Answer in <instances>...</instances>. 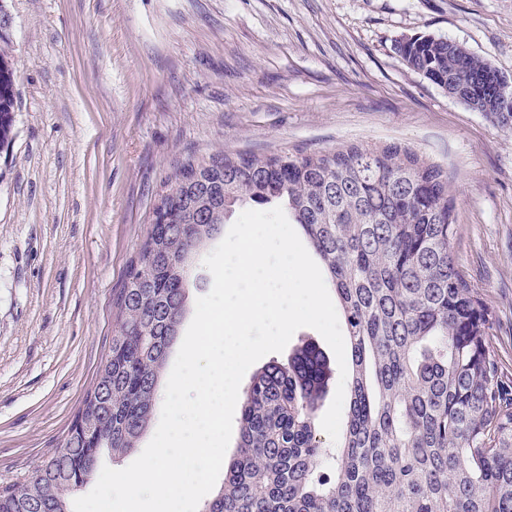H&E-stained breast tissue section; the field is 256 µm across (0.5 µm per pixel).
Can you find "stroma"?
I'll use <instances>...</instances> for the list:
<instances>
[{"mask_svg":"<svg viewBox=\"0 0 512 512\" xmlns=\"http://www.w3.org/2000/svg\"><path fill=\"white\" fill-rule=\"evenodd\" d=\"M432 35L512 77V0H0V483L66 435L186 158L401 144L448 180L452 255L512 377V129L411 69ZM8 100L7 95L0 90V148L7 146L12 140V125H13V112H14V98L15 95ZM11 107L13 112H9L8 108Z\"/></svg>","mask_w":512,"mask_h":512,"instance_id":"35a3bbf8","label":"stroma"}]
</instances>
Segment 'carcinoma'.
<instances>
[{"instance_id":"cac0c4a2","label":"carcinoma","mask_w":512,"mask_h":512,"mask_svg":"<svg viewBox=\"0 0 512 512\" xmlns=\"http://www.w3.org/2000/svg\"><path fill=\"white\" fill-rule=\"evenodd\" d=\"M413 70L512 128V91L447 38L396 46ZM14 100L0 92V148ZM167 224L142 240L114 296L109 353L59 448L0 485V512H69L101 453L149 427L196 259L226 215L278 201L323 263L352 352L336 450L317 440L332 370L312 342L262 368L243 392L241 443L204 512H512V402L492 345L494 316L451 257L448 184L395 145L267 156L214 154L164 182ZM332 460L330 470L323 463Z\"/></svg>"}]
</instances>
